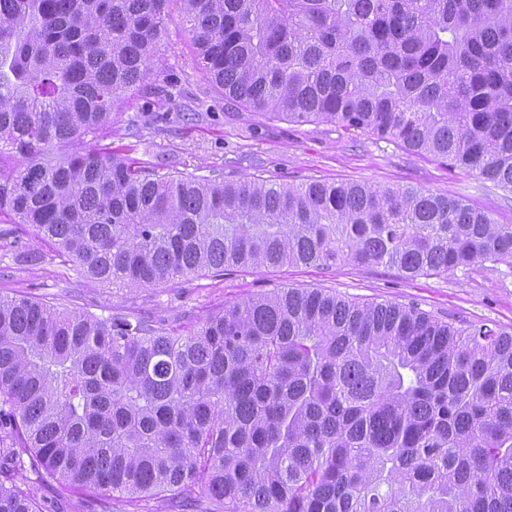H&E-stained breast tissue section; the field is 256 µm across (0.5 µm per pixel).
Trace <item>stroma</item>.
Instances as JSON below:
<instances>
[{
	"mask_svg": "<svg viewBox=\"0 0 512 512\" xmlns=\"http://www.w3.org/2000/svg\"><path fill=\"white\" fill-rule=\"evenodd\" d=\"M164 54L176 81L173 96L158 105L136 97L112 123L113 148L128 150L146 167L171 173L260 175L276 183L365 182L412 186L463 198L500 224H512V191L420 156L402 145L324 123H289L225 100L198 68L187 32L171 21ZM16 247L35 251V265L0 251V293L28 295L70 308L108 315L126 306L195 323L224 304L277 288H310L360 302L413 304L446 321L485 324L512 332V268L486 263L439 276L407 279L397 270L344 264L238 268L221 278L190 276L178 283L111 290L73 275L53 244L19 227Z\"/></svg>",
	"mask_w": 512,
	"mask_h": 512,
	"instance_id": "1",
	"label": "stroma"
}]
</instances>
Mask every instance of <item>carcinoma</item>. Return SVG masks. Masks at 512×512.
Listing matches in <instances>:
<instances>
[{
	"mask_svg": "<svg viewBox=\"0 0 512 512\" xmlns=\"http://www.w3.org/2000/svg\"><path fill=\"white\" fill-rule=\"evenodd\" d=\"M224 96L512 190V0H0V218L79 279L512 267V224L429 190L172 175L104 143L171 100L169 4ZM91 138L98 148L60 153ZM162 512H512V333L283 288L193 328L0 294V512L44 483Z\"/></svg>",
	"mask_w": 512,
	"mask_h": 512,
	"instance_id": "obj_1",
	"label": "carcinoma"
}]
</instances>
